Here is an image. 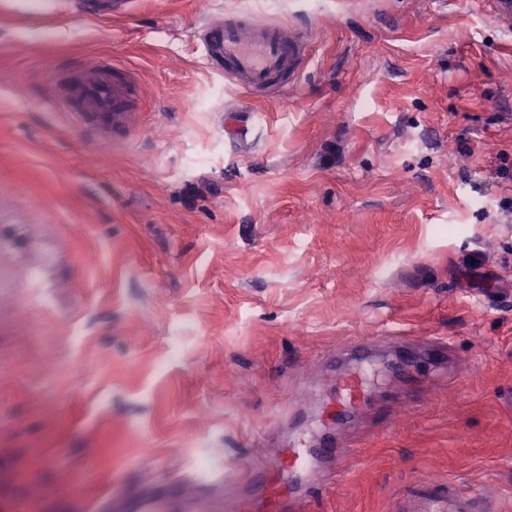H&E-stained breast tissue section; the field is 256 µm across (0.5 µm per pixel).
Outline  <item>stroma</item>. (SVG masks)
Instances as JSON below:
<instances>
[{"label": "stroma", "instance_id": "stroma-1", "mask_svg": "<svg viewBox=\"0 0 512 512\" xmlns=\"http://www.w3.org/2000/svg\"><path fill=\"white\" fill-rule=\"evenodd\" d=\"M241 8L315 24L288 93L199 66ZM96 59L142 88L113 144L54 108ZM507 155L512 35L476 0H0V225L32 242L0 251V512H235L242 468L323 430L362 453L304 512L422 477L512 512ZM339 393L341 397L337 401L336 412L333 417L336 420L351 418L364 400V390L359 380L350 373L341 372L337 375Z\"/></svg>", "mask_w": 512, "mask_h": 512}]
</instances>
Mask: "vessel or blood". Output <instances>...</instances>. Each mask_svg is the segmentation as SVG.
Listing matches in <instances>:
<instances>
[{
  "label": "vessel or blood",
  "instance_id": "b4317fda",
  "mask_svg": "<svg viewBox=\"0 0 512 512\" xmlns=\"http://www.w3.org/2000/svg\"><path fill=\"white\" fill-rule=\"evenodd\" d=\"M483 11L502 30L512 32V0H481ZM194 39L201 61L223 75L226 85L251 94H277L299 78L309 55V35L285 22L263 23L246 10L225 14L223 22L200 25ZM118 67H83L81 77L63 96L60 109L73 113L96 137L113 141L129 134V89ZM340 397L336 419L351 418L364 400L359 380L350 373L338 375ZM309 449H288L279 459L275 474L262 481L261 497L244 495L241 512L261 505L264 512H283L288 499L322 491L326 474L343 475L349 451L321 448L324 467L313 466ZM399 512H498L496 499L486 490L464 491L445 480L417 479Z\"/></svg>",
  "mask_w": 512,
  "mask_h": 512
}]
</instances>
